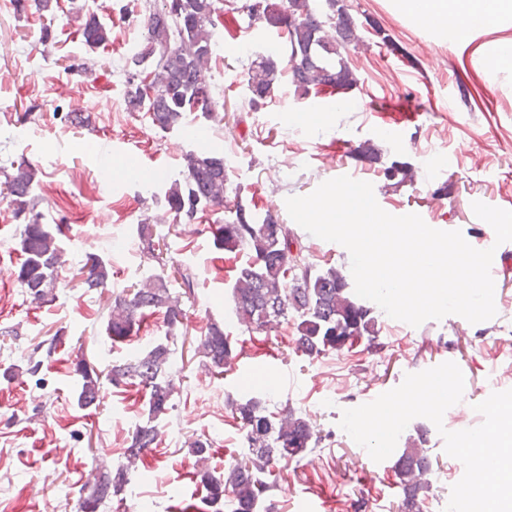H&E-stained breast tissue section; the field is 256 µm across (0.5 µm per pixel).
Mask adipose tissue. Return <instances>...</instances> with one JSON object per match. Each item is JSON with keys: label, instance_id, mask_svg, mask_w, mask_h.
Wrapping results in <instances>:
<instances>
[{"label": "adipose tissue", "instance_id": "1", "mask_svg": "<svg viewBox=\"0 0 512 512\" xmlns=\"http://www.w3.org/2000/svg\"><path fill=\"white\" fill-rule=\"evenodd\" d=\"M409 15L428 20L444 35L463 37L475 25L512 19V0H399Z\"/></svg>", "mask_w": 512, "mask_h": 512}]
</instances>
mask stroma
Returning a JSON list of instances; mask_svg holds the SVG:
<instances>
[{"label":"stroma","mask_w":512,"mask_h":512,"mask_svg":"<svg viewBox=\"0 0 512 512\" xmlns=\"http://www.w3.org/2000/svg\"><path fill=\"white\" fill-rule=\"evenodd\" d=\"M345 3L358 37L347 53L352 87L302 96L282 73L273 97L251 108L249 59L235 49L245 44L253 54L280 59L282 40L276 28L228 13L214 32L207 72L221 121H192L164 133L129 112L124 99L123 65L142 41L148 0H57L40 14L0 0V172L20 160L34 167L38 208L46 223L61 225L57 242L68 258L53 301L31 302L14 277L23 260L20 226L0 202V512H77L79 491L99 460L123 462L145 393L111 387L99 407H79L76 366L83 360L104 368L163 335L158 312L117 341L108 336L106 319L113 294L158 268L135 229L141 220L166 217L164 193L180 179L190 150L223 152L244 203L261 214L273 209L288 219L287 197L347 175L370 182L389 214L416 213L432 228L461 231L475 248H494L497 314L476 324L449 315L413 327L382 312L375 344L361 339L312 359L295 350L293 321L266 336L242 333L231 286L247 257L214 247L210 227L218 213L191 224L166 217L157 232L175 264L192 267L198 277L195 300L186 307L185 344L172 356L174 408L161 420L157 446L136 460L121 499L100 512H183L189 503L210 512L191 445L209 440L210 469L222 473L246 451L231 401L266 396L272 406L306 415L323 441L278 471L279 489L260 512H397L393 459L374 462L340 428L343 410L446 361L465 377L462 401L444 414L447 430H460V411L482 423L474 405L512 389V242L496 244L492 227L472 210L476 201L512 210V68L486 65L499 45L512 42V24L485 25L453 41L398 11L393 0ZM91 14L110 29L98 47L81 36ZM78 104L88 116L83 127L63 119ZM365 142L378 146V158L354 157ZM395 161L404 172L386 179L384 170ZM149 166L164 172L150 192L142 180ZM292 230L314 271L333 267L350 275L346 248L300 225ZM89 254L107 263L103 291L80 284L77 265ZM212 322L236 344V358L221 374L208 371L196 351ZM44 341L56 349L31 370L27 357ZM420 426L429 430L432 461L423 512H444L464 466L445 453L425 418L409 423L398 448Z\"/></svg>","instance_id":"stroma-1"}]
</instances>
